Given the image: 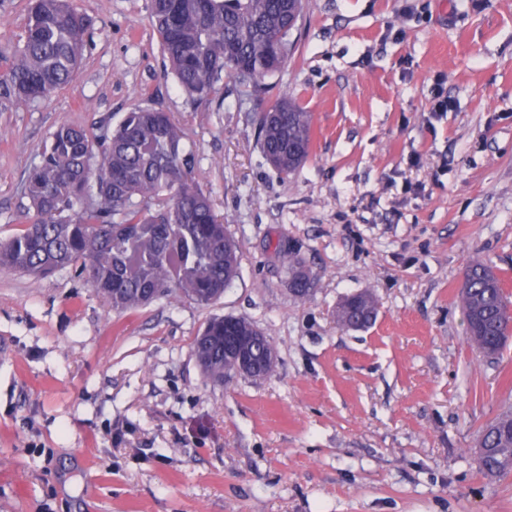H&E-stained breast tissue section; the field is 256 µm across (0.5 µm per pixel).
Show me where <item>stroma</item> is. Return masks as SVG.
Wrapping results in <instances>:
<instances>
[{"instance_id": "1", "label": "stroma", "mask_w": 512, "mask_h": 512, "mask_svg": "<svg viewBox=\"0 0 512 512\" xmlns=\"http://www.w3.org/2000/svg\"><path fill=\"white\" fill-rule=\"evenodd\" d=\"M75 4L90 19L76 78L0 109V239L50 132L150 105L184 127L241 276L208 308L118 315L73 270L0 271V512H512V475L476 459L512 405V338L480 353L460 301L475 262L512 300V0H305L261 102L313 114L286 178L232 83L193 105L164 77L145 0ZM26 20L27 0H0V57ZM439 89L452 106L434 117ZM281 242L310 272L305 298ZM365 291L375 322L339 327ZM215 315L259 326L271 376H204L193 340Z\"/></svg>"}]
</instances>
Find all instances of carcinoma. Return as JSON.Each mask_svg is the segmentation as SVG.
Returning <instances> with one entry per match:
<instances>
[{
    "label": "carcinoma",
    "instance_id": "obj_1",
    "mask_svg": "<svg viewBox=\"0 0 512 512\" xmlns=\"http://www.w3.org/2000/svg\"><path fill=\"white\" fill-rule=\"evenodd\" d=\"M303 0H148L154 32L169 73L188 102L208 103L224 91V79L256 101L265 78L288 61ZM88 19L72 0H32L22 42L4 59L0 105L50 96L78 71ZM258 147L286 178L310 156L312 114L283 96L256 113ZM185 131L160 108L135 106L120 122L89 127L61 124L42 144L40 162L27 173L24 191L33 217L0 241V270L34 279L76 269L114 313L144 308L161 298L209 307L240 275L242 254L216 213L184 147ZM279 257L290 287L309 275L282 245ZM461 299L473 345L496 354L512 332V314L499 277L482 264L469 266ZM378 303L368 292L336 308V323L360 329L373 322ZM241 336L258 326L246 317H213L193 342L205 377L214 384L236 374L224 355V322ZM482 473L512 474V409L482 431Z\"/></svg>",
    "mask_w": 512,
    "mask_h": 512
}]
</instances>
